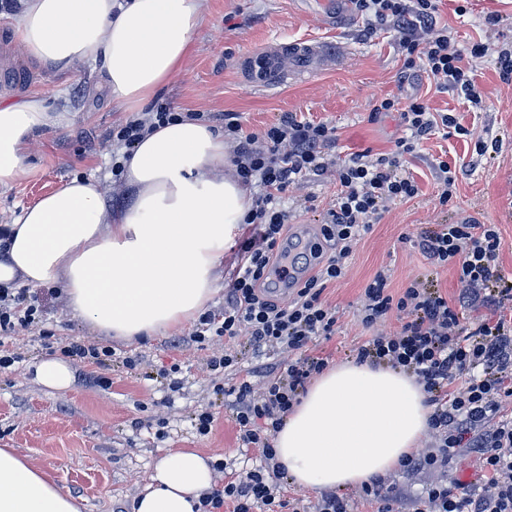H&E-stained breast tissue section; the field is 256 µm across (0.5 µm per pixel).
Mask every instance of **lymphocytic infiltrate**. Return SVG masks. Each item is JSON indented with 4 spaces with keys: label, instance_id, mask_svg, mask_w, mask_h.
<instances>
[{
    "label": "lymphocytic infiltrate",
    "instance_id": "f902f5d3",
    "mask_svg": "<svg viewBox=\"0 0 512 512\" xmlns=\"http://www.w3.org/2000/svg\"><path fill=\"white\" fill-rule=\"evenodd\" d=\"M355 4L372 20L394 24L405 53L404 70L423 67L438 92L480 104L464 58L485 56L488 48L476 43L462 53L437 21V0ZM378 109L399 113L407 135L398 138L391 153L364 151L342 159L331 156L336 129L327 123L285 112L277 122L247 132L238 113L221 116L224 136L233 143L237 177L258 182L260 192L245 218L248 232L239 245L240 260L224 307L202 314L192 339L202 343L243 335L254 353L285 349L295 357L274 363L262 388L245 378L225 389L236 406L241 440L260 449L266 466L213 489L200 501L203 512H222L228 500L233 512H252L258 503L267 512H302L300 500L282 492L284 473L272 464V440L308 382L328 366L327 359L311 352L315 342L336 332V310L323 293L343 276L355 244L380 220L387 203L418 195V184L405 169L406 156L432 135L467 132L456 115L431 111L418 95L382 98ZM330 171L336 174V198L309 247L312 273L287 300L274 299L268 273L288 259L280 244L293 217L281 200L291 187ZM415 245L432 264L456 266L457 297L447 298L420 280L396 297L387 288V277L376 274L363 292L362 324L373 327L395 311L406 320L395 334H378L356 347V360L415 375L433 408L430 449L415 452L402 464L404 472L425 478L413 512H512V415L504 412L512 404V313L507 310L512 281L498 263L499 235L494 225L473 219L423 231ZM477 308L485 309V317L465 322V311ZM41 312L39 304L0 288V332L28 327ZM463 448L479 462L480 480L472 486L451 485L444 477L449 459Z\"/></svg>",
    "mask_w": 512,
    "mask_h": 512
}]
</instances>
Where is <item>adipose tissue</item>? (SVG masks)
<instances>
[{"mask_svg": "<svg viewBox=\"0 0 512 512\" xmlns=\"http://www.w3.org/2000/svg\"><path fill=\"white\" fill-rule=\"evenodd\" d=\"M204 0H25L13 23L27 57L67 70L99 65L104 86L137 111L180 71ZM66 121L37 97L0 100V187L31 171L39 132ZM224 137L211 125L171 121L148 132L125 160L130 202L107 207L94 177L75 178L22 207L0 247V286L63 285L72 311L116 339L169 330L211 300L220 260L252 207L227 176ZM417 378L348 361L323 372L285 416L276 459L290 482L312 490L370 484L400 468L428 428ZM214 486L210 458L164 453L132 512H195ZM0 512H79L38 468L0 448Z\"/></svg>", "mask_w": 512, "mask_h": 512, "instance_id": "ef3b65f1", "label": "adipose tissue"}]
</instances>
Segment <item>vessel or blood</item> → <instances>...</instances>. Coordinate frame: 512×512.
I'll use <instances>...</instances> for the list:
<instances>
[{"mask_svg":"<svg viewBox=\"0 0 512 512\" xmlns=\"http://www.w3.org/2000/svg\"><path fill=\"white\" fill-rule=\"evenodd\" d=\"M337 56L336 46L331 42L306 40L286 45L271 41L245 56L244 64L254 82L266 83L281 74L284 64L298 70L313 63L334 62Z\"/></svg>","mask_w":512,"mask_h":512,"instance_id":"1","label":"vessel or blood"}]
</instances>
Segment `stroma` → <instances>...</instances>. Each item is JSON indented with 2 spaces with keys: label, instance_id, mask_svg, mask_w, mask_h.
<instances>
[{
  "label": "stroma",
  "instance_id": "1",
  "mask_svg": "<svg viewBox=\"0 0 512 512\" xmlns=\"http://www.w3.org/2000/svg\"><path fill=\"white\" fill-rule=\"evenodd\" d=\"M13 0H0V66L22 74L20 89L0 85V96L12 100L37 96L68 121L37 135L32 172L9 187H0V225L11 223L22 206L58 189L73 178L99 179L108 205H123L130 190L112 174L117 146L112 132L131 115L117 105L90 64L67 71L25 60L17 45L11 16ZM320 0H205L204 19L195 47L182 69L144 109L200 115L236 112L247 130H258L281 113L294 112L336 128V154L365 150L388 153L403 136L399 113H374L386 95H418L437 112L452 111L469 136L423 141L407 159L419 186L418 196L389 204L379 223L358 242L344 276L330 285L325 300L335 307L336 333L319 340L316 353L329 365L353 358V350L371 336L393 334L397 317L368 328L358 309L366 284L385 273L393 295H401L413 279L429 278L447 291L459 292L455 266L431 265L415 245L423 230L470 215L494 225L500 237V262L512 277V79H503L496 65L500 50L512 47V0H442L440 20L462 50L485 43L484 57L470 59L482 102L469 108L452 93L437 92L426 73L403 72L404 55L392 28H372L369 18L326 26L319 17ZM307 39L335 42L340 55L332 65L296 72L264 87L255 86L241 69L243 56L260 45ZM445 160L464 166L447 206L438 203L441 184L435 165ZM334 176L311 177L290 190L299 209L283 239L295 268L308 262L299 254L301 239L315 236L334 201ZM311 208H301L305 196ZM37 296L43 311L38 321L12 333L0 344V355L20 357L19 369L0 370V448L15 449L42 470L63 492L77 498L80 512H129L133 498L149 483L156 459L174 449H192L223 461L226 472L217 482L245 476L255 466L256 449L246 448L235 422L236 409L222 390L256 372L262 360L244 351L236 369L211 370L209 361L238 341L199 344L189 339L192 326L169 330L145 341L112 340L117 358L99 368L71 362L69 389L51 391L35 379V367L53 347L68 339L103 342L104 336L75 316L65 294L25 289ZM139 360L136 368L124 356ZM178 365L174 378L163 369ZM209 410L214 422L208 436L197 434L194 419Z\"/></svg>",
  "mask_w": 512,
  "mask_h": 512
}]
</instances>
